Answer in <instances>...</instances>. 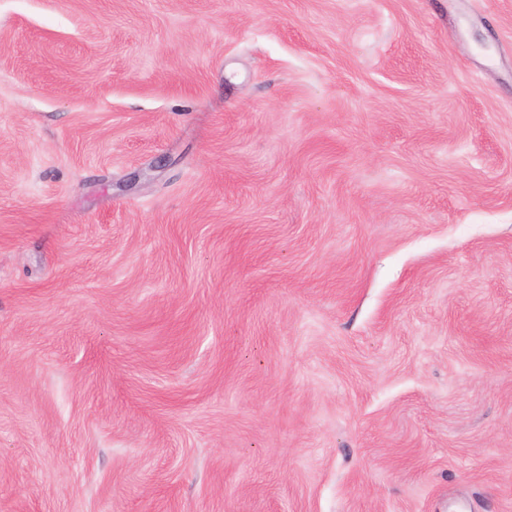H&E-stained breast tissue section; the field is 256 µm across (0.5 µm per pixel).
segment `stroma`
Wrapping results in <instances>:
<instances>
[{
  "label": "stroma",
  "instance_id": "obj_1",
  "mask_svg": "<svg viewBox=\"0 0 512 512\" xmlns=\"http://www.w3.org/2000/svg\"><path fill=\"white\" fill-rule=\"evenodd\" d=\"M0 512H512V0H0Z\"/></svg>",
  "mask_w": 512,
  "mask_h": 512
}]
</instances>
